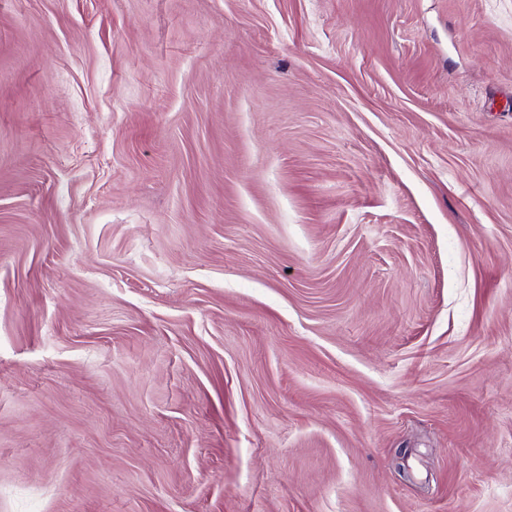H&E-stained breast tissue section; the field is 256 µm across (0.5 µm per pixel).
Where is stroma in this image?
I'll use <instances>...</instances> for the list:
<instances>
[{
	"label": "stroma",
	"mask_w": 512,
	"mask_h": 512,
	"mask_svg": "<svg viewBox=\"0 0 512 512\" xmlns=\"http://www.w3.org/2000/svg\"><path fill=\"white\" fill-rule=\"evenodd\" d=\"M0 512H512V0H0Z\"/></svg>",
	"instance_id": "1"
}]
</instances>
